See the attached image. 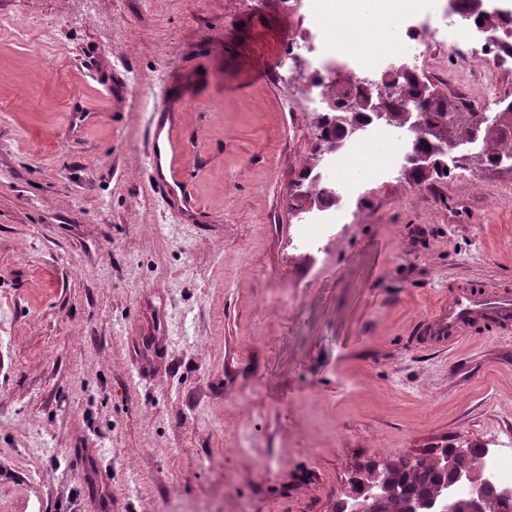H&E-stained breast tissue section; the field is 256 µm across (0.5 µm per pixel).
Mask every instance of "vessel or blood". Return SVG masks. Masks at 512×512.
<instances>
[{
    "label": "vessel or blood",
    "mask_w": 512,
    "mask_h": 512,
    "mask_svg": "<svg viewBox=\"0 0 512 512\" xmlns=\"http://www.w3.org/2000/svg\"><path fill=\"white\" fill-rule=\"evenodd\" d=\"M180 150V145H172L174 160L169 164L168 174H156L155 187L177 210L189 212L193 209V201L175 160ZM481 317L501 327L512 324V292L479 290L466 283L456 285L447 303L423 319L424 341L442 348L449 346L457 336L467 332L473 320Z\"/></svg>",
    "instance_id": "1"
}]
</instances>
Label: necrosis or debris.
<instances>
[{"instance_id":"1","label":"necrosis or debris","mask_w":512,"mask_h":512,"mask_svg":"<svg viewBox=\"0 0 512 512\" xmlns=\"http://www.w3.org/2000/svg\"><path fill=\"white\" fill-rule=\"evenodd\" d=\"M451 11L448 26L441 27L422 18L418 10H403L391 14L388 25L396 32L392 48L387 52H350L338 47L335 38L336 13L332 0H286L287 7L299 8L307 20L308 38L298 47L306 55L309 76L305 81L306 102L310 110L325 112L329 109L326 96L328 80L338 68L347 66L374 76L386 71L398 58L400 49L419 37L447 46L456 53L460 65H467L471 57H478L486 68H496L512 63V36H501L494 41L483 42L477 55H470L469 45L475 26L468 16V0H450ZM388 145L389 151L381 166V173L388 174L401 167L408 149L403 136L382 126L369 127L366 135L337 154L328 162L329 168L343 166L353 157L365 154L374 143Z\"/></svg>"}]
</instances>
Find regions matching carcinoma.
Returning <instances> with one entry per match:
<instances>
[{
  "label": "carcinoma",
  "mask_w": 512,
  "mask_h": 512,
  "mask_svg": "<svg viewBox=\"0 0 512 512\" xmlns=\"http://www.w3.org/2000/svg\"><path fill=\"white\" fill-rule=\"evenodd\" d=\"M409 97L394 96L384 100L381 115H376L368 106L369 98L359 87L350 82V75L334 81L330 89V100L334 107L319 113L316 128L320 132L321 144L314 163L304 168L297 194L298 210L303 213L337 202L336 193L324 185L320 176L319 157L335 154L347 144L362 137L365 128L378 124L398 130L405 129V110L414 105L422 110L421 127L409 139L410 153L427 150L440 152L455 149L463 143L481 142L477 154L462 153L453 156L454 168L485 170L506 166L512 169V109L502 108L488 121L464 105L431 93L432 87L416 77L407 80ZM358 127V134H347L349 124ZM402 172L420 183L428 180L446 179L449 176L448 157L430 171L415 170L406 162ZM447 449H432L420 453L414 461L384 459L380 462L366 460L355 469L350 478V490L369 494L377 491L375 484L389 477L393 485L389 495L381 498L380 512H406L420 500L430 502L448 491L455 493L460 503H466L467 491L463 484L454 482L450 473L442 470L438 457ZM455 454V469L463 472L482 468L485 450L482 448L452 449ZM501 486L488 484L486 494L489 512H512V501L506 503L498 496Z\"/></svg>",
  "instance_id": "1"
}]
</instances>
